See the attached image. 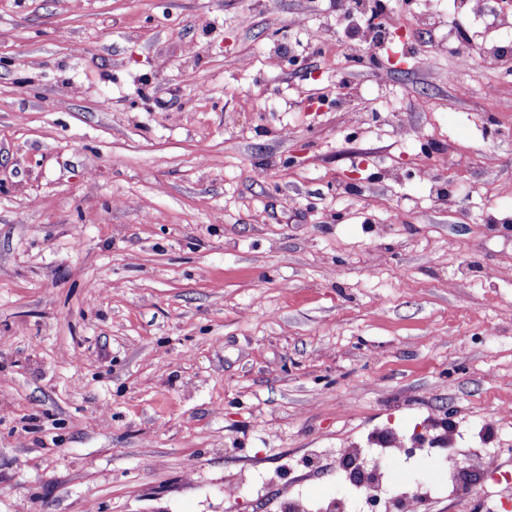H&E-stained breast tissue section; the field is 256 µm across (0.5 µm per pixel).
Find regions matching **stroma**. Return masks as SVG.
<instances>
[{"label":"stroma","instance_id":"obj_1","mask_svg":"<svg viewBox=\"0 0 512 512\" xmlns=\"http://www.w3.org/2000/svg\"><path fill=\"white\" fill-rule=\"evenodd\" d=\"M384 13L0 0V512L322 505L448 426L483 498L391 476L512 512V64L457 60L504 2Z\"/></svg>","mask_w":512,"mask_h":512}]
</instances>
